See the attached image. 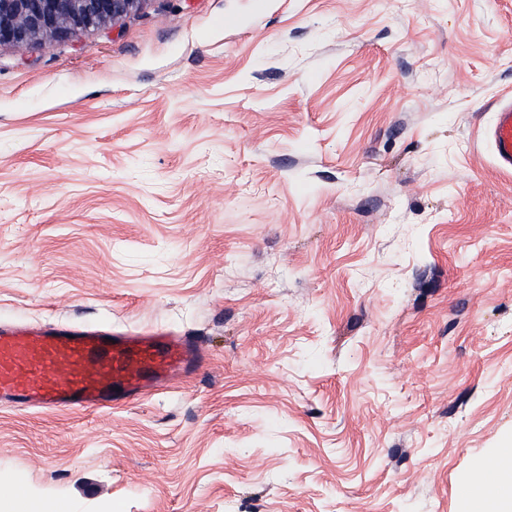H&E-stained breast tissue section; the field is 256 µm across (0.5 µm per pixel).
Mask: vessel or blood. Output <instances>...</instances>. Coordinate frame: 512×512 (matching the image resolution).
<instances>
[{
	"label": "vessel or blood",
	"mask_w": 512,
	"mask_h": 512,
	"mask_svg": "<svg viewBox=\"0 0 512 512\" xmlns=\"http://www.w3.org/2000/svg\"><path fill=\"white\" fill-rule=\"evenodd\" d=\"M488 137L512 170V98L496 107ZM196 337L68 324L0 322V407L45 412L122 406L194 373Z\"/></svg>",
	"instance_id": "1"
}]
</instances>
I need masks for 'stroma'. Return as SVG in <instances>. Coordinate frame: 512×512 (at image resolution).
I'll list each match as a JSON object with an SVG mask.
<instances>
[{
	"instance_id": "obj_1",
	"label": "stroma",
	"mask_w": 512,
	"mask_h": 512,
	"mask_svg": "<svg viewBox=\"0 0 512 512\" xmlns=\"http://www.w3.org/2000/svg\"><path fill=\"white\" fill-rule=\"evenodd\" d=\"M512 0H145L0 46V321L201 337L0 409L40 512H460L512 446ZM487 133L498 167L512 170V98L506 97L497 105Z\"/></svg>"
}]
</instances>
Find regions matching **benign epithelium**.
Wrapping results in <instances>:
<instances>
[{"mask_svg": "<svg viewBox=\"0 0 512 512\" xmlns=\"http://www.w3.org/2000/svg\"><path fill=\"white\" fill-rule=\"evenodd\" d=\"M144 0H0V45L30 47L44 35L67 37L137 10Z\"/></svg>", "mask_w": 512, "mask_h": 512, "instance_id": "benign-epithelium-1", "label": "benign epithelium"}]
</instances>
